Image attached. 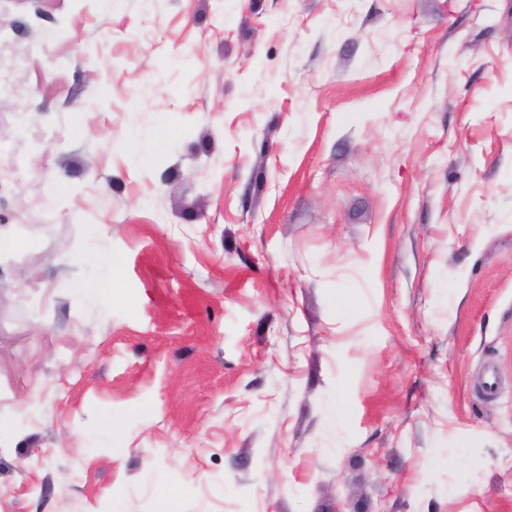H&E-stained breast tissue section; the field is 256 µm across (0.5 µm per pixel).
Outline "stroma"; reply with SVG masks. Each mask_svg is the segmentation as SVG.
I'll list each match as a JSON object with an SVG mask.
<instances>
[{"mask_svg":"<svg viewBox=\"0 0 512 512\" xmlns=\"http://www.w3.org/2000/svg\"><path fill=\"white\" fill-rule=\"evenodd\" d=\"M7 225L0 512H512V0H0Z\"/></svg>","mask_w":512,"mask_h":512,"instance_id":"stroma-1","label":"stroma"}]
</instances>
